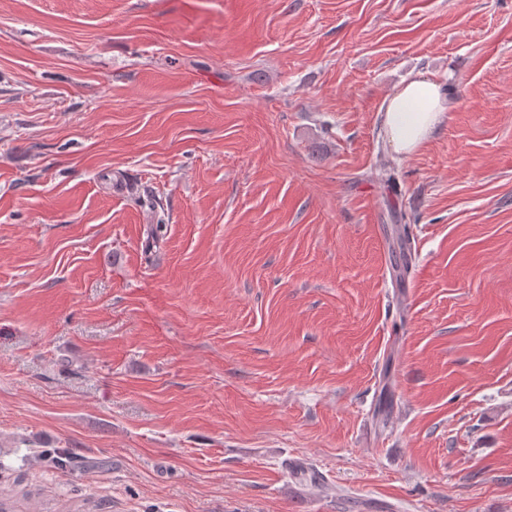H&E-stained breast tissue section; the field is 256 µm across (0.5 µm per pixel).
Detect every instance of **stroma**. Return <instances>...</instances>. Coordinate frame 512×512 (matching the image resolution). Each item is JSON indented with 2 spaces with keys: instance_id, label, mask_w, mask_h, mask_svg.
Returning a JSON list of instances; mask_svg holds the SVG:
<instances>
[{
  "instance_id": "35a3bbf8",
  "label": "stroma",
  "mask_w": 512,
  "mask_h": 512,
  "mask_svg": "<svg viewBox=\"0 0 512 512\" xmlns=\"http://www.w3.org/2000/svg\"><path fill=\"white\" fill-rule=\"evenodd\" d=\"M0 501L512 512V0H0ZM447 111L441 86L421 75L384 100L382 135L395 154L409 156L430 138Z\"/></svg>"
}]
</instances>
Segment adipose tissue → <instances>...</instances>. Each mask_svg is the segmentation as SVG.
<instances>
[{
	"label": "adipose tissue",
	"mask_w": 512,
	"mask_h": 512,
	"mask_svg": "<svg viewBox=\"0 0 512 512\" xmlns=\"http://www.w3.org/2000/svg\"><path fill=\"white\" fill-rule=\"evenodd\" d=\"M448 110L441 86L423 76L403 83L382 105V135L400 156L415 153L433 134Z\"/></svg>",
	"instance_id": "obj_1"
}]
</instances>
